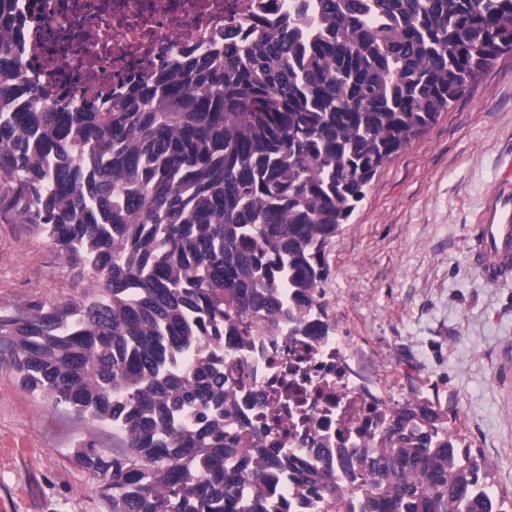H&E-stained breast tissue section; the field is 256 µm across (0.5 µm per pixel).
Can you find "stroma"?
Wrapping results in <instances>:
<instances>
[{"instance_id": "stroma-1", "label": "stroma", "mask_w": 512, "mask_h": 512, "mask_svg": "<svg viewBox=\"0 0 512 512\" xmlns=\"http://www.w3.org/2000/svg\"><path fill=\"white\" fill-rule=\"evenodd\" d=\"M512 172V54L500 56L420 138L378 171L327 251L329 321L358 383L388 405L428 399L512 497V274L468 260L493 182ZM41 236L0 223V310L82 291ZM109 451L110 426L25 391L0 347V512H112L73 456Z\"/></svg>"}]
</instances>
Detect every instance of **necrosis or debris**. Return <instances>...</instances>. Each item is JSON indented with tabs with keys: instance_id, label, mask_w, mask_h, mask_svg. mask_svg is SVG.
<instances>
[{
	"instance_id": "1",
	"label": "necrosis or debris",
	"mask_w": 512,
	"mask_h": 512,
	"mask_svg": "<svg viewBox=\"0 0 512 512\" xmlns=\"http://www.w3.org/2000/svg\"><path fill=\"white\" fill-rule=\"evenodd\" d=\"M23 23L12 31L27 84L55 96L64 75L75 74L71 111L85 104L109 109L125 97L134 75L173 65L186 55L224 45V27L254 16H277L283 0H15ZM335 336H292L278 328L242 349L239 375L230 379L234 413L259 419L262 441L282 455L315 458L322 448L373 440L379 399L344 370ZM297 369L313 390L305 416H290L278 390Z\"/></svg>"
}]
</instances>
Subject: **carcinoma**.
Returning <instances> with one entry per match:
<instances>
[{
    "label": "carcinoma",
    "instance_id": "obj_1",
    "mask_svg": "<svg viewBox=\"0 0 512 512\" xmlns=\"http://www.w3.org/2000/svg\"><path fill=\"white\" fill-rule=\"evenodd\" d=\"M0 0V223L42 235L88 286L0 311L21 386L112 426L74 456L112 512H282L288 468L319 512H507L429 400L379 441L303 466L235 417L224 371L284 322L323 336L328 245L378 170L512 50V0H301L224 29V50L142 74L110 112L23 87ZM355 470L348 491L334 466Z\"/></svg>",
    "mask_w": 512,
    "mask_h": 512
}]
</instances>
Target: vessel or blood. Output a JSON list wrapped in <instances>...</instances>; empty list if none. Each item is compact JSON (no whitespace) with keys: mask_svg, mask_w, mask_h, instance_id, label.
Wrapping results in <instances>:
<instances>
[{"mask_svg":"<svg viewBox=\"0 0 512 512\" xmlns=\"http://www.w3.org/2000/svg\"><path fill=\"white\" fill-rule=\"evenodd\" d=\"M469 258L481 266L487 279L512 270V184L495 183L474 229Z\"/></svg>","mask_w":512,"mask_h":512,"instance_id":"1","label":"vessel or blood"}]
</instances>
